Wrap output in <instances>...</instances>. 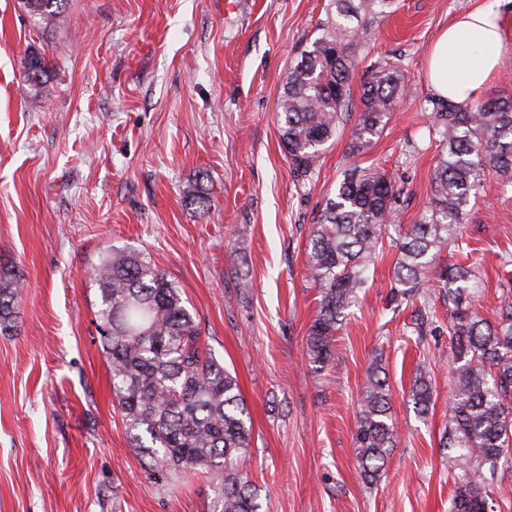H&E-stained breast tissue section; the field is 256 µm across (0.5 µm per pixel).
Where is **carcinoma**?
Returning <instances> with one entry per match:
<instances>
[{
    "mask_svg": "<svg viewBox=\"0 0 512 512\" xmlns=\"http://www.w3.org/2000/svg\"><path fill=\"white\" fill-rule=\"evenodd\" d=\"M67 3L21 0L45 28ZM395 6L396 0H329L320 35L288 68L277 118L298 180H312L323 147L350 117L355 125L348 149L363 155L404 102L401 66L382 60L367 70L359 108L351 112L357 50L373 22ZM22 69L30 85L47 83L39 52L28 53ZM429 103L441 153L431 197L415 223L400 224L404 188L380 166L345 169L325 199L308 245V277L319 300L306 346L316 368L327 366L333 337L367 287L370 266L389 249L388 306L426 302L436 291L448 309L452 384L440 447L454 469L450 512H504L512 496L494 485V474L503 465L512 468V289L502 291L490 319L469 288L474 266L450 264L444 255L461 245L467 206L482 176L512 192V97L489 95L465 108L440 97ZM92 277L100 291L99 341L112 371V395L146 470L164 484L203 470L216 480L212 512H258L250 473L240 466L253 441L247 404L237 378L202 349L195 314L176 282L135 250H110ZM21 288L19 275L0 273V332L18 330ZM434 391L429 373L418 371L410 399L420 416L431 411ZM397 437L388 376L376 359L358 398L354 435L364 484L380 479Z\"/></svg>",
    "mask_w": 512,
    "mask_h": 512,
    "instance_id": "obj_1",
    "label": "carcinoma"
}]
</instances>
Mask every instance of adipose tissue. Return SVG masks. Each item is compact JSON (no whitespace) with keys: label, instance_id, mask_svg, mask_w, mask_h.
Here are the masks:
<instances>
[{"label":"adipose tissue","instance_id":"adipose-tissue-1","mask_svg":"<svg viewBox=\"0 0 512 512\" xmlns=\"http://www.w3.org/2000/svg\"><path fill=\"white\" fill-rule=\"evenodd\" d=\"M501 16L493 6L458 16L435 42L427 67L434 93L467 107L486 89L501 60Z\"/></svg>","mask_w":512,"mask_h":512}]
</instances>
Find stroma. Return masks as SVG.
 <instances>
[{
	"mask_svg": "<svg viewBox=\"0 0 512 512\" xmlns=\"http://www.w3.org/2000/svg\"><path fill=\"white\" fill-rule=\"evenodd\" d=\"M0 0V271L22 277V322L0 334V512H211L214 481L163 485L131 447L113 400L92 270L115 248L142 251L177 281L201 342L236 375L253 423L244 465L259 512H448L454 491L439 446L448 421L447 331L418 338L412 310L389 309L392 256L368 272L332 348L306 353L318 298L307 248L325 199L353 164H377L406 187L410 225L429 198L439 149L425 110L426 59L460 12L495 4L503 59L486 92L512 97V0H398L361 48L368 65L399 59L408 98L367 155L349 133L325 146L313 180L295 177L278 131L288 66L316 36L329 0H68L35 26ZM48 66L31 89L21 60ZM203 182L209 213L186 192ZM464 240L470 282L491 314L512 284V193L485 177ZM382 353L399 439L381 481L362 483L353 435L366 369ZM435 405L409 400L417 365Z\"/></svg>",
	"mask_w": 512,
	"mask_h": 512,
	"instance_id": "35a3bbf8",
	"label": "stroma"
}]
</instances>
